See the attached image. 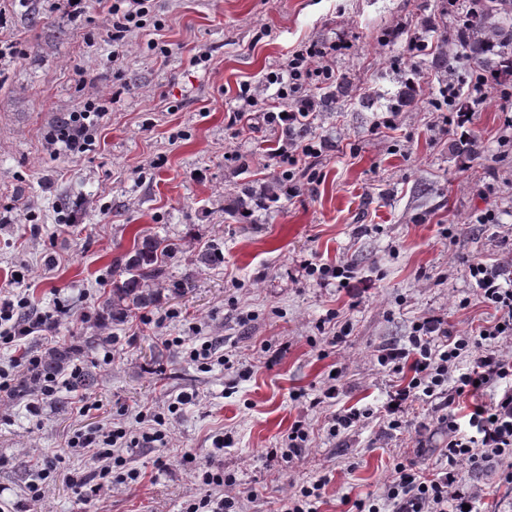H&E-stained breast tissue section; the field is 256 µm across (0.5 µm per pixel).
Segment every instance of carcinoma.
Wrapping results in <instances>:
<instances>
[{"instance_id":"1","label":"carcinoma","mask_w":512,"mask_h":512,"mask_svg":"<svg viewBox=\"0 0 512 512\" xmlns=\"http://www.w3.org/2000/svg\"><path fill=\"white\" fill-rule=\"evenodd\" d=\"M457 40L470 52V69H490L487 55L493 54L498 58L495 68L512 73V0H478L475 10L457 26ZM252 199L251 189L242 187L229 215L245 216ZM178 252V243L169 238L150 234L135 237L132 250L112 262L118 277L112 280V290L99 306L100 317L122 323L132 312L156 305L162 289L182 288V283L168 279L169 264ZM77 350L78 346L70 344L41 359L15 387L16 395L22 396L38 380L64 371Z\"/></svg>"}]
</instances>
